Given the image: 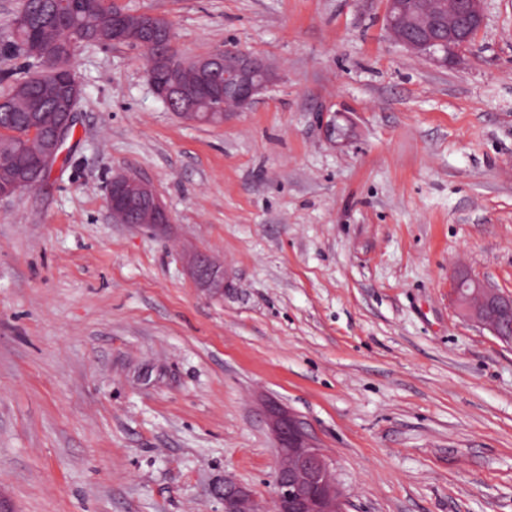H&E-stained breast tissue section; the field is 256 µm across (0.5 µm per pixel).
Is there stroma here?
<instances>
[{
	"mask_svg": "<svg viewBox=\"0 0 512 512\" xmlns=\"http://www.w3.org/2000/svg\"><path fill=\"white\" fill-rule=\"evenodd\" d=\"M120 2L182 57L231 45L276 79L192 124L142 51L76 50L61 161L0 199V512H224L228 474L270 505L267 398L347 512H512V343L448 288L512 292V0L445 66L391 39L382 0ZM116 173L170 224L113 223ZM200 250L223 294L190 278Z\"/></svg>",
	"mask_w": 512,
	"mask_h": 512,
	"instance_id": "35a3bbf8",
	"label": "stroma"
}]
</instances>
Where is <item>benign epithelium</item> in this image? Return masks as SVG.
Instances as JSON below:
<instances>
[{"mask_svg":"<svg viewBox=\"0 0 512 512\" xmlns=\"http://www.w3.org/2000/svg\"><path fill=\"white\" fill-rule=\"evenodd\" d=\"M384 23L392 39L404 47L444 65L454 59L475 39L484 23L483 0H439L438 7L448 10V28L432 30L433 13L413 12L407 0H384ZM170 23L146 13L131 28L124 19L116 27V41H146V49L162 63L174 53ZM198 79L191 84L169 82L158 72L149 75L155 93L167 108L177 104L180 116L199 121L195 112L197 95L203 93L214 111L207 113L210 123L221 124L230 109L243 110L274 81L275 74L261 58L233 48L216 50L194 60ZM78 80L68 79L60 89L57 105L60 112L43 126V146L33 165L18 179L0 182V198L41 184L58 163L62 147L75 125V110L81 98ZM107 206L112 220L120 224L161 227L171 223V216L151 186L139 178L119 174L112 176ZM194 283L214 294L224 293V271L205 252L195 254L189 265ZM461 311L488 327L493 335L512 342V295L499 292L481 280L462 275L452 284ZM265 411L275 436L278 460L275 468V512H346L344 500L336 486L332 463L309 435L305 423L294 413L270 401ZM224 512H261L253 490L231 478L220 487Z\"/></svg>","mask_w":512,"mask_h":512,"instance_id":"obj_1","label":"benign epithelium"}]
</instances>
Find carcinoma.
Returning <instances> with one entry per match:
<instances>
[{
	"label": "carcinoma",
	"instance_id": "1",
	"mask_svg": "<svg viewBox=\"0 0 512 512\" xmlns=\"http://www.w3.org/2000/svg\"><path fill=\"white\" fill-rule=\"evenodd\" d=\"M115 8L116 0H71L60 13L55 0H20L5 51L40 63L43 56L32 49L42 46L59 75L67 77L78 47L112 44ZM55 91L56 86L42 83L39 73L28 72L0 95V177L17 176L30 165L36 149L30 143L31 125L35 117L51 113Z\"/></svg>",
	"mask_w": 512,
	"mask_h": 512
}]
</instances>
